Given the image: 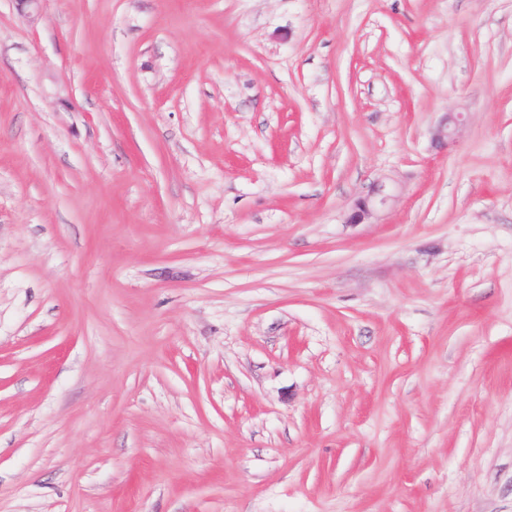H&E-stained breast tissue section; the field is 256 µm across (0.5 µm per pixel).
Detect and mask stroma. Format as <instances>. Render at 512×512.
Returning a JSON list of instances; mask_svg holds the SVG:
<instances>
[{
  "label": "stroma",
  "mask_w": 512,
  "mask_h": 512,
  "mask_svg": "<svg viewBox=\"0 0 512 512\" xmlns=\"http://www.w3.org/2000/svg\"><path fill=\"white\" fill-rule=\"evenodd\" d=\"M0 512H512V0H0ZM465 121L462 112H448L433 129L432 143L439 148H448V145L455 142ZM396 198L394 187L384 180H379L365 194L355 200L346 217V223H373L379 218L380 212L393 203Z\"/></svg>",
  "instance_id": "obj_1"
}]
</instances>
